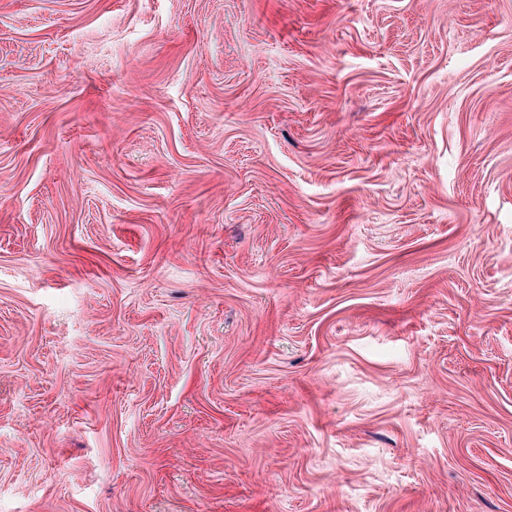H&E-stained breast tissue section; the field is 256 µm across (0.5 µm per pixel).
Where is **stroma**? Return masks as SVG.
Masks as SVG:
<instances>
[{"mask_svg":"<svg viewBox=\"0 0 512 512\" xmlns=\"http://www.w3.org/2000/svg\"><path fill=\"white\" fill-rule=\"evenodd\" d=\"M0 512H512V0H0Z\"/></svg>","mask_w":512,"mask_h":512,"instance_id":"1","label":"stroma"}]
</instances>
